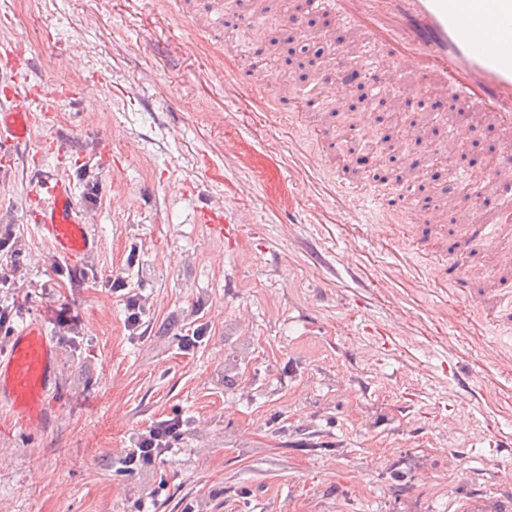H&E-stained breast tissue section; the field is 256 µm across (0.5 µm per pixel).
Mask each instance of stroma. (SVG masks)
I'll return each instance as SVG.
<instances>
[{
	"label": "stroma",
	"instance_id": "1",
	"mask_svg": "<svg viewBox=\"0 0 512 512\" xmlns=\"http://www.w3.org/2000/svg\"><path fill=\"white\" fill-rule=\"evenodd\" d=\"M0 0V106L19 85L61 88L33 112L36 147L0 168V229L21 251L0 306L40 320L56 343L53 422L0 411V512H455L480 492L512 503V244L465 237L459 212L420 223L393 206L421 119L335 115L324 17L284 40L295 0ZM31 57L24 77L6 59ZM267 71L293 98L245 96ZM64 137L65 156L41 142ZM380 152L370 172L355 157ZM71 181L99 238L59 259L31 218L43 183ZM365 186L395 217L383 233L337 186ZM251 214L234 241L206 214ZM429 240L434 257L411 241ZM471 268L467 292L438 284L432 258ZM96 279L72 283L74 268ZM124 280L114 289L115 277ZM144 311L128 329L125 300ZM205 339L183 352L181 336ZM182 416L153 468L123 460L136 433Z\"/></svg>",
	"mask_w": 512,
	"mask_h": 512
}]
</instances>
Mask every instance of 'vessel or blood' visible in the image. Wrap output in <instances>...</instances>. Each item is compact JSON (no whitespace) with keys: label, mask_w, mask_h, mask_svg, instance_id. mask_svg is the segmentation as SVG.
I'll return each instance as SVG.
<instances>
[{"label":"vessel or blood","mask_w":512,"mask_h":512,"mask_svg":"<svg viewBox=\"0 0 512 512\" xmlns=\"http://www.w3.org/2000/svg\"><path fill=\"white\" fill-rule=\"evenodd\" d=\"M309 11L333 14L351 45H338L337 89L367 86L378 97H395L398 89L427 87L439 93L448 114L482 115L501 134V159L486 187L473 189L470 207L485 192L512 200V0H307ZM253 90H267L272 101H285L293 89L272 81L262 71L247 73ZM37 90L15 95L0 107V143L18 149L32 140L31 111L39 104ZM458 141L448 133L444 142L413 131L406 147L409 186L423 175L421 156L453 150ZM34 221L56 254L81 258L97 247L70 182L47 183L36 198ZM477 239L512 233V215L499 214L495 223L473 219ZM57 348L39 320L14 332L0 353V407L19 424H48L49 398L57 381Z\"/></svg>","instance_id":"1"}]
</instances>
